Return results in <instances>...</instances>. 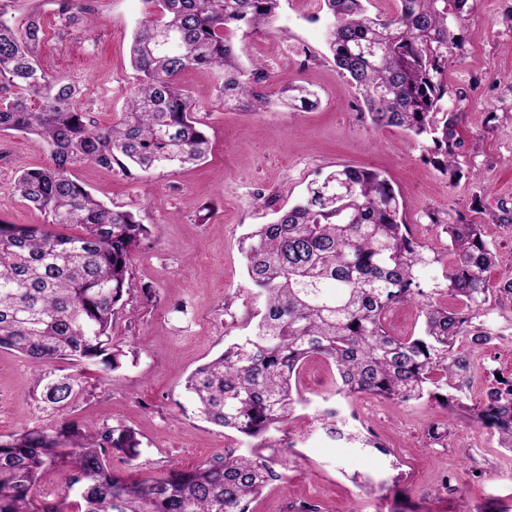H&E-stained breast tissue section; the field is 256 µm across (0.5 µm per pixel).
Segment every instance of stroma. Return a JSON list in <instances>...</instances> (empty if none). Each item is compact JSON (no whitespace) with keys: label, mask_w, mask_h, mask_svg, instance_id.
<instances>
[{"label":"stroma","mask_w":512,"mask_h":512,"mask_svg":"<svg viewBox=\"0 0 512 512\" xmlns=\"http://www.w3.org/2000/svg\"><path fill=\"white\" fill-rule=\"evenodd\" d=\"M99 19L62 29L52 0H14L21 16L41 12L46 29L42 67L83 92L91 120L107 125L124 110L139 75L129 59L131 36L145 16L143 0H91ZM322 0H281L275 22L253 34L235 31L243 63L261 61L272 89L302 84L319 97L316 109L267 112L226 109L217 76L194 69L181 76L201 97L212 152L203 163L158 168L127 177L116 168L83 163L74 177L106 203L136 213L152 233L136 248L129 290L112 319V340L124 351L122 366L105 372L68 361L47 365L53 376L77 377L76 395L63 411L44 402L37 366L0 349V435L64 422L125 426L136 431L142 454L133 463L113 455L112 469L130 481L171 468L191 469L249 445L240 435L203 421L184 390L186 377L244 335L262 301L245 273L240 240L288 208L311 182L342 167L382 172L403 204L412 237L443 249L442 224L459 214L482 224L497 251L491 286L512 278V225L489 219L512 210V0H478L457 32L463 47L448 63L449 111L460 116L457 149L461 176L449 182L424 162V148L395 127L376 128L348 77L325 47ZM50 157L17 133H0V224L53 231L46 214L14 194L20 170L48 165ZM481 198L483 212L472 209ZM211 212L199 222L203 207ZM439 224H431L430 215ZM512 379V339L475 356L468 396L479 401L498 378ZM334 366L313 357L301 368L304 397L277 437L293 443L282 480L269 484L250 512H294L303 502L319 512H512V451L475 423L469 411L424 399L398 405L371 395L341 400L346 418L386 448L332 441L320 412L336 387ZM437 424L446 437L434 441ZM381 484L369 494L360 476Z\"/></svg>","instance_id":"stroma-1"}]
</instances>
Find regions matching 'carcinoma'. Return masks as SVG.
<instances>
[{
  "label": "carcinoma",
  "mask_w": 512,
  "mask_h": 512,
  "mask_svg": "<svg viewBox=\"0 0 512 512\" xmlns=\"http://www.w3.org/2000/svg\"><path fill=\"white\" fill-rule=\"evenodd\" d=\"M281 0H144L131 64L142 74L121 118L102 126L78 104L81 89L47 74L38 62L40 14L17 20L0 4V133L19 132L53 164L23 169L14 192L50 217L82 228L76 235L0 224V348L38 365L57 360L119 368L112 317L129 288L133 249L150 230L136 216L95 197L71 179L83 162L128 177L140 170L196 164L210 152L199 99L179 83L190 69L220 81L224 107L262 112L272 105L312 108L316 94L301 84L267 91L264 65L240 63L228 33L269 27ZM325 42L340 74L350 77L371 123L398 127L425 144L427 160L454 180L458 116L448 111V61L459 48L456 26L477 0H397L389 14H370L366 0H323ZM64 26L94 10L85 0H57ZM446 250L416 242L399 198L379 172L344 166L307 188L276 219L243 238L248 277L263 297L250 331L224 345L185 382L198 416L257 440L250 452L193 470L173 468L140 482L112 470V454L131 463L142 453L127 427L79 428L70 423L0 436V512H249L250 497L283 477L273 432L304 402L295 380L311 357L333 364L335 394L381 397L398 404L428 398L463 405L470 355L512 330L488 328L492 292L512 300V279L493 290L488 273L497 252L482 225H444ZM450 254L444 282L425 288L422 271ZM458 301L444 306L435 296ZM417 304L419 334L392 336L384 319ZM468 349H460V343ZM43 400L64 410L75 379L39 374ZM473 420L512 449V380H500L470 407ZM322 425L337 442H359L386 455L375 440L352 432L337 408ZM63 468L74 500L37 494L40 475Z\"/></svg>",
  "instance_id": "carcinoma-1"
}]
</instances>
